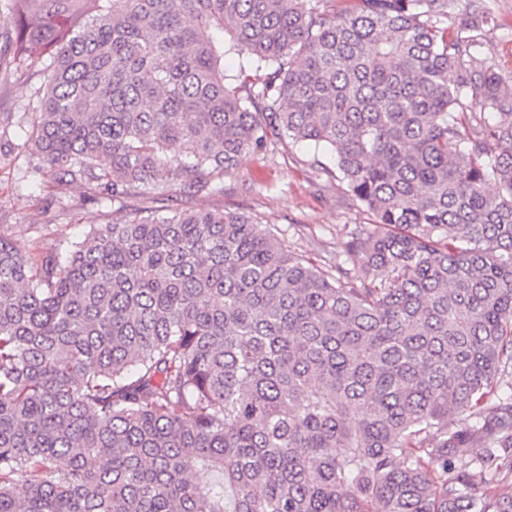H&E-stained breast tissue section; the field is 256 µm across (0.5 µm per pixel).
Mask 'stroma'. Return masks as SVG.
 Masks as SVG:
<instances>
[{
    "mask_svg": "<svg viewBox=\"0 0 512 512\" xmlns=\"http://www.w3.org/2000/svg\"><path fill=\"white\" fill-rule=\"evenodd\" d=\"M482 4L489 5L492 20L482 26L479 40L494 70L512 83V0H459L451 22L467 20ZM39 85L31 68L0 73V231L21 246L34 238L40 249L58 248L82 239L116 209L150 211L166 198L178 207L188 203L196 209L246 212L270 225L296 254L331 270L344 259V233L368 221L344 184L323 174V167H334L333 156L307 143L274 141L247 152L225 177L223 192L189 202L181 199L169 178L152 180L135 195L109 199L102 198L93 183L59 187L35 179L30 158L9 146L20 143L30 129Z\"/></svg>",
    "mask_w": 512,
    "mask_h": 512,
    "instance_id": "1",
    "label": "stroma"
}]
</instances>
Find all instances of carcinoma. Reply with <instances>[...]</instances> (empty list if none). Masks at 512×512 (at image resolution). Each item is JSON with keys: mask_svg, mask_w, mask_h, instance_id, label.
I'll use <instances>...</instances> for the list:
<instances>
[{"mask_svg": "<svg viewBox=\"0 0 512 512\" xmlns=\"http://www.w3.org/2000/svg\"><path fill=\"white\" fill-rule=\"evenodd\" d=\"M457 2L0 0L35 173L196 196L312 141L370 216L333 272L237 211L0 235V512H512V122L469 112L512 87ZM224 73L229 78H237L240 68H248L245 56L238 55V52L233 49V37L231 34L224 32Z\"/></svg>", "mask_w": 512, "mask_h": 512, "instance_id": "obj_1", "label": "carcinoma"}]
</instances>
